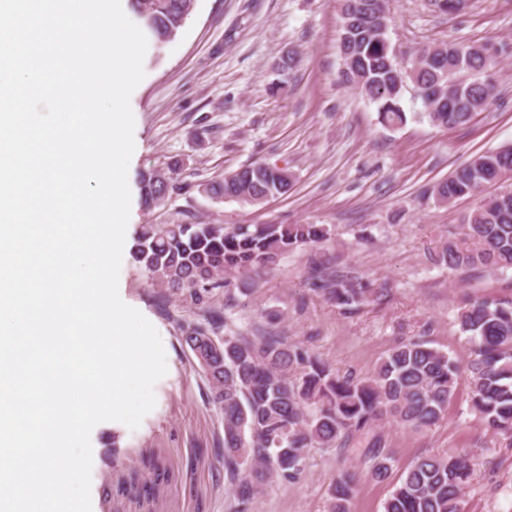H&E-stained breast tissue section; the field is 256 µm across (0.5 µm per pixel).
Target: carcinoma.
Wrapping results in <instances>:
<instances>
[{
    "label": "carcinoma",
    "mask_w": 512,
    "mask_h": 512,
    "mask_svg": "<svg viewBox=\"0 0 512 512\" xmlns=\"http://www.w3.org/2000/svg\"><path fill=\"white\" fill-rule=\"evenodd\" d=\"M389 0H342L340 47L354 65L344 81L359 95L378 104L388 126L406 122L398 105L402 77L387 33L375 23L376 13L389 12ZM143 27L163 46L173 41L195 8V0H132ZM414 72L421 88L435 83L447 88L449 103L424 105L429 120L440 127L469 123L487 109L496 85L484 75L496 63L487 45L452 42L421 50ZM463 70L470 82L448 84V74ZM512 170V145L474 158L438 184L441 202L474 196L479 186L496 182ZM176 169L166 181L156 172L141 174L145 208L162 205L179 190ZM265 184L237 170L202 185L209 197L245 204L259 203ZM328 230L320 224H194L174 220L140 226L132 255L147 282L172 295L200 304L214 288L227 284L224 275L247 274L272 267L299 248L321 245ZM440 262L452 271L512 269V198L492 196L467 216L462 231L448 239ZM313 291L343 310L376 301V293L360 280L334 274L317 276ZM460 335L469 344L471 386L469 409L485 429L512 447V298L476 301L456 316ZM212 387V401L224 418L223 447L216 460L233 487L235 512H245L269 480L292 483L305 468L309 449H352L370 463L369 473L383 481L393 452L376 430L385 418L412 429L431 427L447 418L459 368L440 349L424 340L393 347L366 379L341 374L315 352L278 336L224 334L216 342L214 323L195 325L181 337ZM474 475L471 459L430 455L410 465L383 504V512H464L463 493ZM355 479L340 474L330 487L328 512H351Z\"/></svg>",
    "instance_id": "carcinoma-1"
}]
</instances>
